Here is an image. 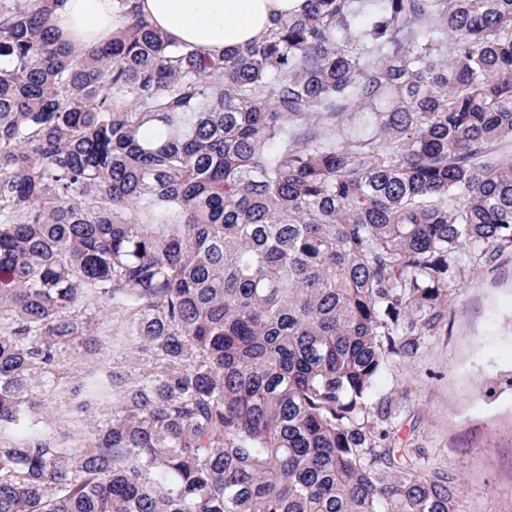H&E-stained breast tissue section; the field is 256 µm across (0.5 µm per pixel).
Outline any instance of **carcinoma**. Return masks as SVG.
Listing matches in <instances>:
<instances>
[{
  "mask_svg": "<svg viewBox=\"0 0 512 512\" xmlns=\"http://www.w3.org/2000/svg\"><path fill=\"white\" fill-rule=\"evenodd\" d=\"M114 2L0 0V512H458L375 387L512 252V0ZM113 0H64L54 13L59 39L75 53L108 40L120 25ZM174 41L219 54L264 36L276 17L300 13L306 0H140Z\"/></svg>",
  "mask_w": 512,
  "mask_h": 512,
  "instance_id": "carcinoma-1",
  "label": "carcinoma"
}]
</instances>
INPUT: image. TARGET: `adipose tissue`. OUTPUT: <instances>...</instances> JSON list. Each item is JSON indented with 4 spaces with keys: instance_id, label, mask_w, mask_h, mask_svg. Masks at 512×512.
<instances>
[{
    "instance_id": "adipose-tissue-1",
    "label": "adipose tissue",
    "mask_w": 512,
    "mask_h": 512,
    "mask_svg": "<svg viewBox=\"0 0 512 512\" xmlns=\"http://www.w3.org/2000/svg\"><path fill=\"white\" fill-rule=\"evenodd\" d=\"M113 0H61L59 39L74 52L108 40L120 19ZM306 0H141L144 13L176 42L219 54L264 36L275 18L301 12Z\"/></svg>"
}]
</instances>
